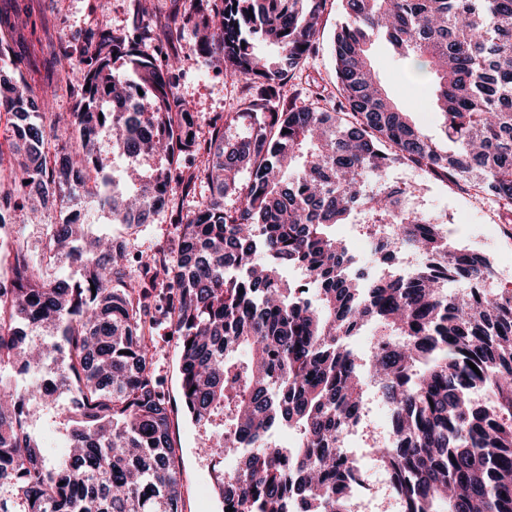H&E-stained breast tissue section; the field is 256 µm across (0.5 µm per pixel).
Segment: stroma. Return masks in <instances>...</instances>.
Returning <instances> with one entry per match:
<instances>
[{
    "label": "stroma",
    "mask_w": 512,
    "mask_h": 512,
    "mask_svg": "<svg viewBox=\"0 0 512 512\" xmlns=\"http://www.w3.org/2000/svg\"><path fill=\"white\" fill-rule=\"evenodd\" d=\"M146 9V21L151 23L155 44L164 54L178 56L181 64L176 91L198 113L201 127L213 119L224 118L237 111L249 89L244 81L203 64L192 36L167 42L164 32L173 18L190 7V0H0V14L8 16L24 9L31 17V27L18 30L10 42L7 58H0V73L9 77L23 75L32 85L53 80L54 109L57 113L72 112L77 101L76 89L70 77L61 74L55 61L57 45L68 44L82 51L85 34L98 24L113 29L131 27L135 3ZM346 20L340 0H328L318 34L317 52L305 65L292 73L282 90L284 97L301 91L318 106L330 107L336 94L334 63L330 44L334 33ZM370 58L377 76L389 97L424 133H440L441 117L434 107L433 86L429 80L413 77L387 39L381 35L371 38ZM203 159H196L183 168L171 184L169 208L155 216L138 236L128 238L130 251H147L166 242L173 235L177 214H189L206 193L201 183L187 185L193 171L203 168ZM390 182L407 189L410 203L424 212L444 216L452 228L453 241L487 256L496 271L499 284L512 288V215L499 210L489 199L478 197L459 187L435 180L422 170L397 165L388 172ZM69 210L51 207L41 219L28 212L15 211L13 223L21 228L34 259H41L45 227L60 224L69 217ZM156 368L165 381L166 393L175 407L172 430L179 448L182 491L185 512H221L213 484L216 472L206 448L205 435L178 409L180 382L178 354L173 340L162 341L156 352Z\"/></svg>",
    "instance_id": "obj_1"
}]
</instances>
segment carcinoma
Wrapping results in <instances>:
<instances>
[{"label": "carcinoma", "instance_id": "carcinoma-1", "mask_svg": "<svg viewBox=\"0 0 512 512\" xmlns=\"http://www.w3.org/2000/svg\"><path fill=\"white\" fill-rule=\"evenodd\" d=\"M327 0H194L166 37L253 90L199 135L176 93L178 57L156 64L145 14L103 24L80 61L73 137L44 154L52 84L0 80L13 119L12 184L27 200L89 203L132 236L170 197L173 166L200 153L209 194L175 235L128 262L125 246L48 225L34 261L0 252V512H183L172 407L156 376L154 333L177 336L184 415L209 433L214 491L233 512H345L358 491L346 438L366 388L390 409L379 462L401 512H512V292L481 289L490 260L452 242L384 179L394 165L467 187L512 212V0H341L331 46L337 105L280 95L314 52ZM382 33L435 80L442 137L423 134L381 88L367 39ZM143 95L131 104L130 92ZM131 155L124 179L112 156ZM407 274L352 276L340 230ZM79 262L69 285L42 266ZM50 328L54 345L17 327ZM375 346L351 338L368 324ZM476 365L472 370L470 365ZM67 452L47 458L28 419L61 391Z\"/></svg>", "mask_w": 512, "mask_h": 512}]
</instances>
